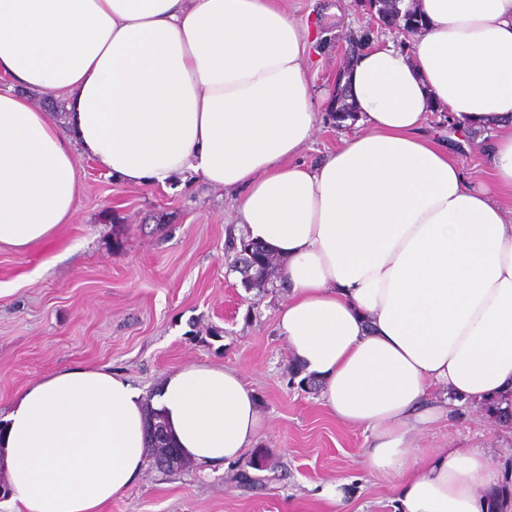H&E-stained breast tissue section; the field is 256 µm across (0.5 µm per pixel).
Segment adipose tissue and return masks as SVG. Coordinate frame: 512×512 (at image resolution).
Masks as SVG:
<instances>
[{
  "label": "adipose tissue",
  "mask_w": 512,
  "mask_h": 512,
  "mask_svg": "<svg viewBox=\"0 0 512 512\" xmlns=\"http://www.w3.org/2000/svg\"><path fill=\"white\" fill-rule=\"evenodd\" d=\"M408 47L347 67L355 130L299 162L336 94L305 54L315 31L275 0H0V249L49 241L75 213L76 158L130 185L193 174L236 193L237 233L284 260L277 330L328 413L360 429L396 512H487L491 449H422L456 406L512 392V0H403ZM66 103L63 137L32 94ZM491 130L490 181L423 127ZM183 456L236 462L265 422L239 371L190 363L152 397L121 374L66 368L0 416L18 512H101L145 460L144 407Z\"/></svg>",
  "instance_id": "adipose-tissue-1"
}]
</instances>
